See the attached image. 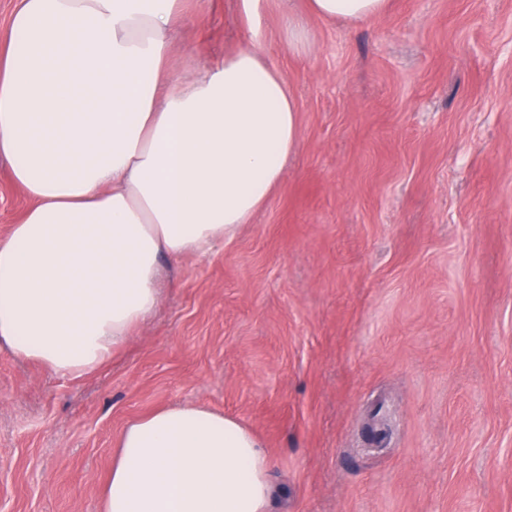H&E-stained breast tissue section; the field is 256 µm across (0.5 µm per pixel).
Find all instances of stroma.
Wrapping results in <instances>:
<instances>
[{"label": "stroma", "instance_id": "35a3bbf8", "mask_svg": "<svg viewBox=\"0 0 512 512\" xmlns=\"http://www.w3.org/2000/svg\"><path fill=\"white\" fill-rule=\"evenodd\" d=\"M260 25L298 105L279 185L101 369L0 351V512H103L121 430L179 404L260 437L270 512H512V0ZM249 42L237 0H192L174 72ZM29 205L0 158L1 240Z\"/></svg>", "mask_w": 512, "mask_h": 512}]
</instances>
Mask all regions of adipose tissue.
<instances>
[{
  "label": "adipose tissue",
  "instance_id": "adipose-tissue-1",
  "mask_svg": "<svg viewBox=\"0 0 512 512\" xmlns=\"http://www.w3.org/2000/svg\"><path fill=\"white\" fill-rule=\"evenodd\" d=\"M361 21L388 0H309ZM186 0H20L0 29V158L32 202L0 241V350L101 368L159 304L164 263L249 223L297 147V103L258 42L190 82L170 62ZM105 512H268L260 440L169 406L117 437Z\"/></svg>",
  "mask_w": 512,
  "mask_h": 512
}]
</instances>
